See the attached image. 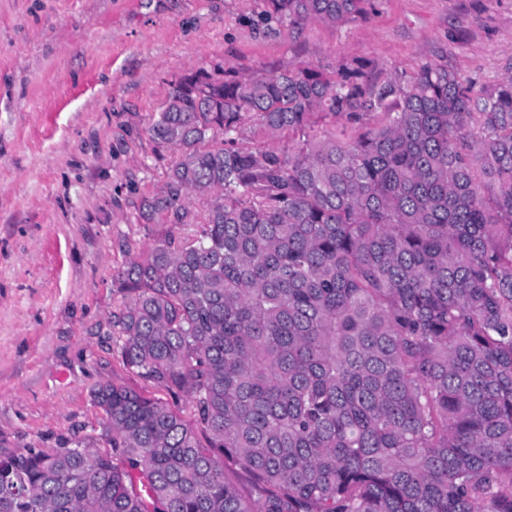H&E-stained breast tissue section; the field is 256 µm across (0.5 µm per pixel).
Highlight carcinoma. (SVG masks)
I'll list each match as a JSON object with an SVG mask.
<instances>
[{
    "label": "carcinoma",
    "instance_id": "cac0c4a2",
    "mask_svg": "<svg viewBox=\"0 0 512 512\" xmlns=\"http://www.w3.org/2000/svg\"><path fill=\"white\" fill-rule=\"evenodd\" d=\"M262 5L291 27L374 10ZM374 111L355 138L312 135ZM148 132L180 156L141 216L196 230L120 273L112 335L191 418L103 385L105 447L4 459L0 512H512V72L473 95L441 61L380 83L363 64L200 68Z\"/></svg>",
    "mask_w": 512,
    "mask_h": 512
}]
</instances>
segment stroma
Here are the masks:
<instances>
[{"instance_id":"stroma-1","label":"stroma","mask_w":512,"mask_h":512,"mask_svg":"<svg viewBox=\"0 0 512 512\" xmlns=\"http://www.w3.org/2000/svg\"><path fill=\"white\" fill-rule=\"evenodd\" d=\"M260 0H0V458L99 444L91 393L144 388L112 334L117 275L190 226L139 208L175 150L148 127L203 68L366 62L385 80L447 62L473 88L512 71V0H376L291 29Z\"/></svg>"}]
</instances>
